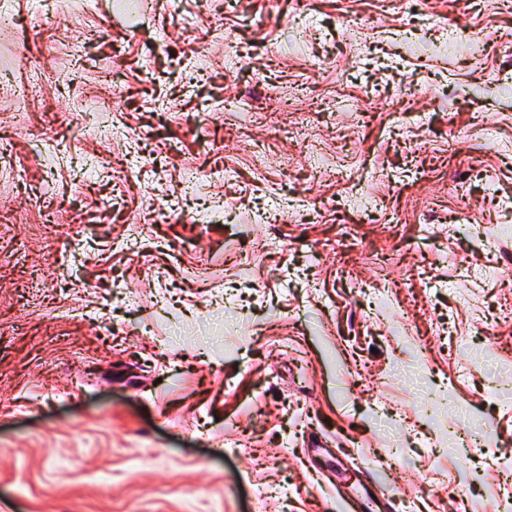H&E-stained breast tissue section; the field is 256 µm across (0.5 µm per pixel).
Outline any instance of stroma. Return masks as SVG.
<instances>
[{"instance_id": "1", "label": "stroma", "mask_w": 512, "mask_h": 512, "mask_svg": "<svg viewBox=\"0 0 512 512\" xmlns=\"http://www.w3.org/2000/svg\"><path fill=\"white\" fill-rule=\"evenodd\" d=\"M0 13V512H512V0Z\"/></svg>"}]
</instances>
